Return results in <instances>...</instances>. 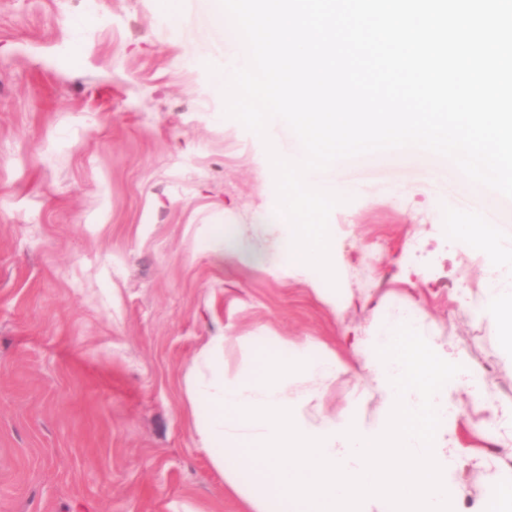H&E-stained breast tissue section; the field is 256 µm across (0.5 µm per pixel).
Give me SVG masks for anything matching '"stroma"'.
<instances>
[{
    "instance_id": "obj_1",
    "label": "stroma",
    "mask_w": 512,
    "mask_h": 512,
    "mask_svg": "<svg viewBox=\"0 0 512 512\" xmlns=\"http://www.w3.org/2000/svg\"><path fill=\"white\" fill-rule=\"evenodd\" d=\"M0 0V512H250L198 435L188 387L225 339L236 377L262 354L335 353L296 373L312 424L381 398L351 346L423 312L422 335L492 368L512 400V345L474 314L494 271L449 239L452 216L512 233V201L419 151L321 173L354 184L330 222L337 287L281 264L286 226L262 141L224 115L207 64L234 55L208 0ZM448 434L464 463L455 512L501 474L470 390Z\"/></svg>"
}]
</instances>
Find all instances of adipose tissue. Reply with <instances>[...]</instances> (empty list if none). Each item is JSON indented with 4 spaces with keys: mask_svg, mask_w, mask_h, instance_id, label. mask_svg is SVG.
<instances>
[{
    "mask_svg": "<svg viewBox=\"0 0 512 512\" xmlns=\"http://www.w3.org/2000/svg\"><path fill=\"white\" fill-rule=\"evenodd\" d=\"M449 237L464 241L469 248L483 252L500 271L484 288V308L496 315L502 329L512 336V243H505L499 226L465 223L452 219Z\"/></svg>",
    "mask_w": 512,
    "mask_h": 512,
    "instance_id": "1",
    "label": "adipose tissue"
}]
</instances>
